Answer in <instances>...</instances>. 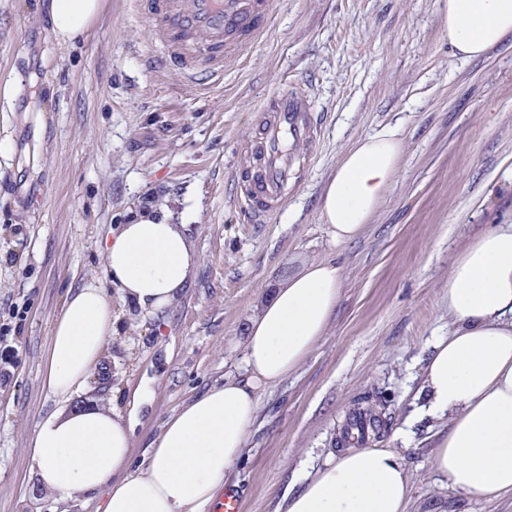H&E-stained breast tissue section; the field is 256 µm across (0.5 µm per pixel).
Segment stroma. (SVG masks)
<instances>
[{
  "mask_svg": "<svg viewBox=\"0 0 512 512\" xmlns=\"http://www.w3.org/2000/svg\"><path fill=\"white\" fill-rule=\"evenodd\" d=\"M50 0H0V512H97L43 494L27 454L57 409L43 382L50 325L69 291L103 276L101 245L143 204L189 225L200 265L160 318L123 313L105 342L109 380L84 398L128 414L141 465L164 420L242 372L249 322L275 286L313 262L340 266V304L293 374L260 393L232 475L244 512H276L288 487L336 452L352 412L384 420L368 447L400 449L408 512H512L433 468L431 419L408 423L433 342L448 332V272L479 233L512 224V41L464 61L448 47V0H274L266 30L206 84L156 68L138 0H102L86 34L59 44ZM312 90L319 151L284 208L247 223L234 180L256 106ZM400 126L399 171L363 235L335 243L318 200L361 136Z\"/></svg>",
  "mask_w": 512,
  "mask_h": 512,
  "instance_id": "35a3bbf8",
  "label": "stroma"
}]
</instances>
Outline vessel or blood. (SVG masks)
<instances>
[{
  "mask_svg": "<svg viewBox=\"0 0 512 512\" xmlns=\"http://www.w3.org/2000/svg\"><path fill=\"white\" fill-rule=\"evenodd\" d=\"M153 39L166 61L190 77L213 78L242 42L256 37L272 15V0H143ZM322 116L301 88H282L258 105L240 150L237 195L252 223L265 224L287 201L320 140Z\"/></svg>",
  "mask_w": 512,
  "mask_h": 512,
  "instance_id": "vessel-or-blood-1",
  "label": "vessel or blood"
}]
</instances>
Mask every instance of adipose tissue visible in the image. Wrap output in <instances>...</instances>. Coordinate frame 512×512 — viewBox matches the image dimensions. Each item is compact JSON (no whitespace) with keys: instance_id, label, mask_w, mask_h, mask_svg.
Wrapping results in <instances>:
<instances>
[{"instance_id":"adipose-tissue-1","label":"adipose tissue","mask_w":512,"mask_h":512,"mask_svg":"<svg viewBox=\"0 0 512 512\" xmlns=\"http://www.w3.org/2000/svg\"><path fill=\"white\" fill-rule=\"evenodd\" d=\"M101 0H51L59 43L82 36ZM448 44L465 61L512 38V0H448ZM402 157L398 127L359 138L327 181L320 212L338 243L360 237ZM189 227L165 207L134 211L103 247L104 278L69 292L55 318L44 384L68 406L35 425L28 451L41 492L60 501L102 499L100 512H207L243 459L259 391L297 371L325 336L342 273L314 262L280 285L250 322L246 375L225 377L172 414L140 468L131 466L132 426L120 413L79 401L117 330L113 298L148 319L172 308L199 267ZM446 337L425 362L415 396L440 422L433 465L476 499L512 498V224L477 235L448 274ZM410 477L390 448H354L325 460L277 512H407Z\"/></svg>"}]
</instances>
